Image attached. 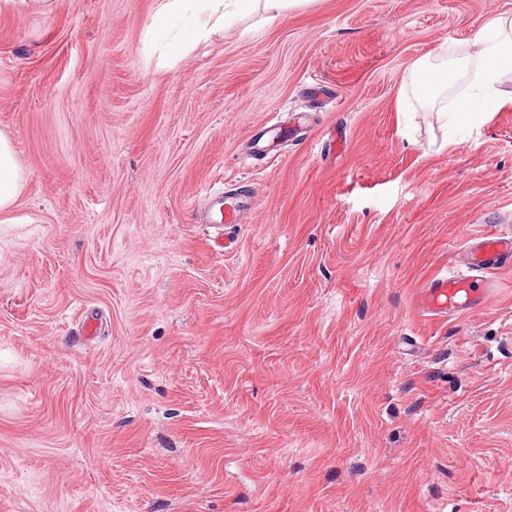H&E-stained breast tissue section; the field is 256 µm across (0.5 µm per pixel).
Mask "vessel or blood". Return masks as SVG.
<instances>
[{"mask_svg": "<svg viewBox=\"0 0 512 512\" xmlns=\"http://www.w3.org/2000/svg\"><path fill=\"white\" fill-rule=\"evenodd\" d=\"M252 205L253 200L247 195L224 198L220 216L225 223H236L238 215ZM465 253V271L434 275L419 288L415 306L420 312L433 318H448L489 305L496 286L493 272L512 265V231L496 230L468 239ZM479 272L484 275L480 282L475 279Z\"/></svg>", "mask_w": 512, "mask_h": 512, "instance_id": "obj_1", "label": "vessel or blood"}]
</instances>
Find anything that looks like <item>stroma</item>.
Returning a JSON list of instances; mask_svg holds the SVG:
<instances>
[{
    "label": "stroma",
    "instance_id": "35a3bbf8",
    "mask_svg": "<svg viewBox=\"0 0 512 512\" xmlns=\"http://www.w3.org/2000/svg\"><path fill=\"white\" fill-rule=\"evenodd\" d=\"M160 5L0 0V512H512V267L414 305L512 225V105L438 118L512 0H308L171 68ZM428 77L432 78V82L429 84L427 83ZM446 83V73L434 69L426 62L414 65L410 74V85L415 95L422 101H427L434 97ZM22 181L23 173L15 158L11 141L0 132V212L16 204ZM213 198L216 200L215 205L218 206L221 216L220 222L223 223L224 220V224H237V216L254 205L252 197L247 195L238 197H227L224 195V200L219 195H215ZM465 253L468 272L486 274L481 287L469 273L449 270L444 275H434L416 294L415 306L420 312L433 318H448L489 305L496 283L487 274L512 265V231L495 230L470 238L465 243Z\"/></svg>",
    "mask_w": 512,
    "mask_h": 512
}]
</instances>
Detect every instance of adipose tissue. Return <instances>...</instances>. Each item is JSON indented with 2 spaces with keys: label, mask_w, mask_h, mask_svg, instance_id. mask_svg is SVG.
<instances>
[{
  "label": "adipose tissue",
  "mask_w": 512,
  "mask_h": 512,
  "mask_svg": "<svg viewBox=\"0 0 512 512\" xmlns=\"http://www.w3.org/2000/svg\"><path fill=\"white\" fill-rule=\"evenodd\" d=\"M305 0H164L149 26L150 32L161 33L183 25L182 40L156 45L165 65L174 66L181 56L200 41L223 30L244 11H263L265 22H273L284 11L304 4ZM484 45L477 55L471 79L464 96L457 98L450 109L453 122L476 124L485 115L512 103V92L503 91L504 77L512 72V18L500 17L479 33ZM22 170L15 158L10 139L0 132V212L13 207L20 195Z\"/></svg>",
  "instance_id": "1"
}]
</instances>
